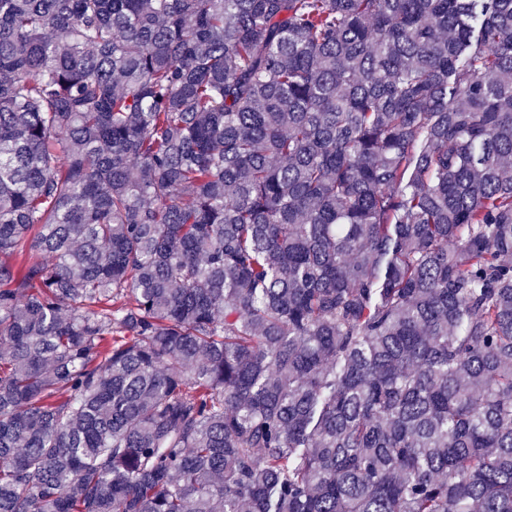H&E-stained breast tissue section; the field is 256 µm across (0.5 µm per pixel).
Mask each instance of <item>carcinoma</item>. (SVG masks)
Masks as SVG:
<instances>
[{
	"label": "carcinoma",
	"instance_id": "obj_1",
	"mask_svg": "<svg viewBox=\"0 0 512 512\" xmlns=\"http://www.w3.org/2000/svg\"><path fill=\"white\" fill-rule=\"evenodd\" d=\"M512 0H0V512H512Z\"/></svg>",
	"mask_w": 512,
	"mask_h": 512
}]
</instances>
